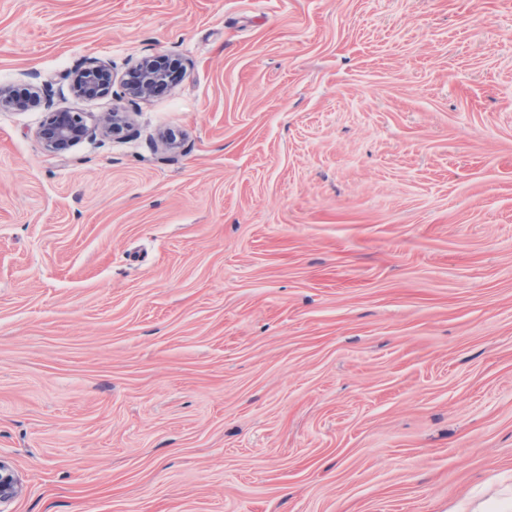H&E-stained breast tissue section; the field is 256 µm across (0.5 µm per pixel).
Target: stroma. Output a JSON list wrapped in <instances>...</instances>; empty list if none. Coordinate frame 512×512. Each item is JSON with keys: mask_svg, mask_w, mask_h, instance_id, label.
Instances as JSON below:
<instances>
[{"mask_svg": "<svg viewBox=\"0 0 512 512\" xmlns=\"http://www.w3.org/2000/svg\"><path fill=\"white\" fill-rule=\"evenodd\" d=\"M1 85L5 512H512V0H0ZM169 78L163 60L146 58L131 71L124 85L129 95L142 98L154 93ZM109 74L106 64L99 61H90L83 66L77 74L73 89L83 98H94L106 93L110 88V81H105L104 74ZM88 133L89 129L77 113L56 111L49 113L38 137L46 150L60 153Z\"/></svg>", "mask_w": 512, "mask_h": 512, "instance_id": "obj_1", "label": "stroma"}]
</instances>
